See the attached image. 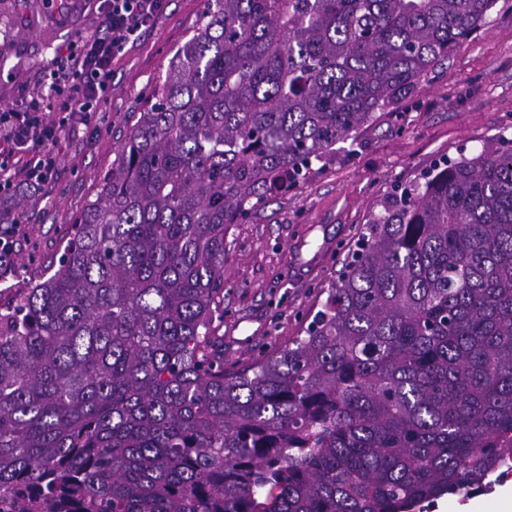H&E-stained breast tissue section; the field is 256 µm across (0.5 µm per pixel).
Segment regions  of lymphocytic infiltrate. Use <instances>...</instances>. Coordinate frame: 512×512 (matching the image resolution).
<instances>
[{
  "label": "lymphocytic infiltrate",
  "mask_w": 512,
  "mask_h": 512,
  "mask_svg": "<svg viewBox=\"0 0 512 512\" xmlns=\"http://www.w3.org/2000/svg\"><path fill=\"white\" fill-rule=\"evenodd\" d=\"M95 6L98 31L58 51L22 108L0 111V211L11 210L18 197L45 190L66 122L91 126L108 102L113 62L156 25L168 0H95ZM50 112L65 113V122L47 120Z\"/></svg>",
  "instance_id": "1"
}]
</instances>
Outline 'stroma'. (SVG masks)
<instances>
[{"label": "stroma", "mask_w": 512, "mask_h": 512, "mask_svg": "<svg viewBox=\"0 0 512 512\" xmlns=\"http://www.w3.org/2000/svg\"><path fill=\"white\" fill-rule=\"evenodd\" d=\"M205 0H169L157 25L112 65L110 102L94 127L67 129L58 171L42 195L20 198L25 222L0 259V300L39 279L111 168L135 112L195 29ZM88 0H0V109L20 107L59 48L96 30ZM512 139V0H498L485 24L454 48L411 99L337 144L297 188L269 195L224 238V358L247 361L286 344L334 285L350 242L391 186L441 155Z\"/></svg>", "instance_id": "obj_1"}]
</instances>
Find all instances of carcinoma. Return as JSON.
<instances>
[{
	"instance_id": "carcinoma-1",
	"label": "carcinoma",
	"mask_w": 512,
	"mask_h": 512,
	"mask_svg": "<svg viewBox=\"0 0 512 512\" xmlns=\"http://www.w3.org/2000/svg\"><path fill=\"white\" fill-rule=\"evenodd\" d=\"M497 0H206L58 264L0 304V512H414L512 454V139L370 214L302 334L224 364V237Z\"/></svg>"
}]
</instances>
